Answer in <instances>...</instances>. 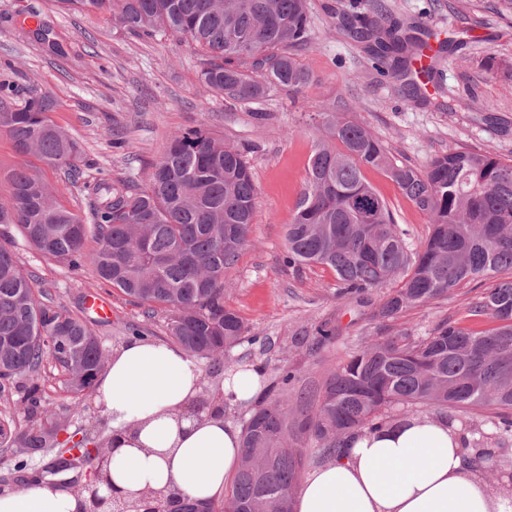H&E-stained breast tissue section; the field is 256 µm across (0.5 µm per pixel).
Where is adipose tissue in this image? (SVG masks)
Returning a JSON list of instances; mask_svg holds the SVG:
<instances>
[{
	"instance_id": "ef3b65f1",
	"label": "adipose tissue",
	"mask_w": 512,
	"mask_h": 512,
	"mask_svg": "<svg viewBox=\"0 0 512 512\" xmlns=\"http://www.w3.org/2000/svg\"><path fill=\"white\" fill-rule=\"evenodd\" d=\"M202 371L184 349L134 336L113 350L96 382L113 446L109 475L128 500L153 489L192 501L221 498L235 475L241 432L224 418V400H250L255 367L225 379L222 395L196 411ZM457 423L413 417L348 437L340 459L313 468L293 494L294 512H512V467L490 489L465 462ZM65 488L44 480L0 493V512H77Z\"/></svg>"
}]
</instances>
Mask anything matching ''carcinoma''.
<instances>
[{"label": "carcinoma", "mask_w": 512, "mask_h": 512, "mask_svg": "<svg viewBox=\"0 0 512 512\" xmlns=\"http://www.w3.org/2000/svg\"><path fill=\"white\" fill-rule=\"evenodd\" d=\"M60 7L106 13L116 28L136 37L176 36L205 53L202 82L224 99L258 103L272 88L300 93L313 74L297 59L312 40L308 0H55ZM336 30L363 44L376 68L416 94L408 77L422 39L402 33L393 19L343 13ZM11 81L0 79V132L16 152L78 172L75 137L49 116L54 99L36 94L10 101ZM324 139L309 160L304 186L287 226L283 262L290 268L330 269L343 298L362 301L396 278L401 286L374 307L389 321L404 309L441 299L475 282L484 292L469 315L489 318L490 329L452 323L429 335L406 331L362 345L324 382L319 396L288 414L281 400L296 381L283 370L273 396L258 401L244 422L242 454L261 448L266 463L241 467L230 498L245 512H284L301 480L310 450L339 456L344 438L375 431L429 407L440 414L469 409L492 414V424L512 433V160L487 152L450 150L423 169L392 161L365 127L323 103ZM380 169L431 224L426 241L410 248L386 200L364 170ZM88 212L61 205L55 189L27 164L11 174L9 198L0 199V389L25 376L27 423L0 417V445L29 456H50L46 472L94 470L88 452L66 461L59 414L38 378L52 359L78 393L94 384L105 349L91 322L34 290L13 251L17 231L43 257L68 270L92 266L99 280L150 314L171 311L169 336L189 354L224 366V353L242 339L239 316L224 306V268L248 242L255 186L246 148L206 130L174 135L153 166L151 183L104 176L83 182ZM96 248L86 251V242ZM159 493L137 505L165 512Z\"/></svg>", "instance_id": "cac0c4a2"}]
</instances>
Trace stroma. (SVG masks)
<instances>
[{"instance_id": "obj_1", "label": "stroma", "mask_w": 512, "mask_h": 512, "mask_svg": "<svg viewBox=\"0 0 512 512\" xmlns=\"http://www.w3.org/2000/svg\"><path fill=\"white\" fill-rule=\"evenodd\" d=\"M381 8L402 24H426L446 43L429 93L409 95L400 82L375 70L359 43L337 33L335 14L371 17ZM309 10L312 42L298 59L314 80L294 96L273 89L257 103L226 104L200 81L202 56L187 39H140L115 29L103 15L62 10L56 0H0V72L14 65L16 103L32 93L54 97L51 117L78 139L86 175L147 186L171 137L198 127L246 147L256 209L246 246L224 271V303L241 318L248 336L227 359L263 367L268 382L279 368L294 369L295 390L315 395L372 337L404 328L425 336L444 322L476 329L490 323L470 317L469 304L479 294L470 285L380 324L371 321L370 312L385 289L371 290L368 306L362 307L339 296L330 270L315 266L296 272L284 266L286 228L323 136V116L314 104L333 105L381 140L397 161L420 169L451 149L512 160V14L501 11L499 0H309ZM40 22L52 27L61 53L33 39L31 31ZM449 100L455 110L445 109ZM115 128L124 148L112 144ZM28 163L55 187L59 203L79 214L86 211L81 181L36 157ZM364 175L407 230L410 244L419 246L430 232L427 216L384 172L368 169ZM14 251L35 289L58 305L75 312L90 294L109 300L111 315L94 325L106 350L138 333L169 342V312L146 314L101 284L91 267L68 271L21 240ZM325 322L335 325L336 338L319 346L312 336ZM40 384L71 429L87 425L92 396L67 393L49 361Z\"/></svg>"}]
</instances>
